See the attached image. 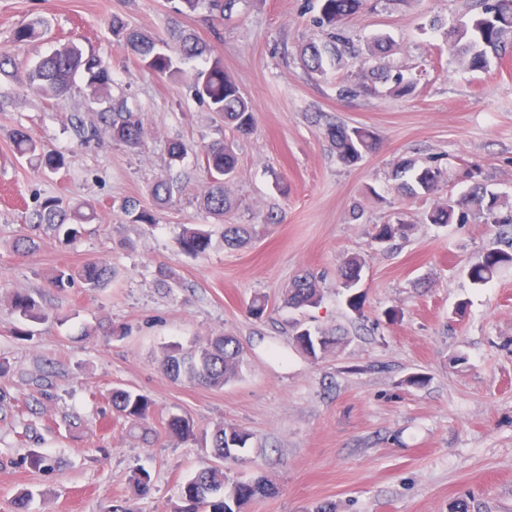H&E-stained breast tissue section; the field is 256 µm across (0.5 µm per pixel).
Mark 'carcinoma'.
Listing matches in <instances>:
<instances>
[{
	"label": "carcinoma",
	"instance_id": "1",
	"mask_svg": "<svg viewBox=\"0 0 512 512\" xmlns=\"http://www.w3.org/2000/svg\"><path fill=\"white\" fill-rule=\"evenodd\" d=\"M241 0H180L182 11L193 12L205 3L209 11L222 19L230 18ZM368 0H322L317 27L324 30L328 40L310 43L301 49V61L310 72L322 75L327 66H343V55L339 45L345 42L344 26L347 20L364 10ZM46 22L39 19L19 26L13 34L16 42H29L40 35L39 28ZM112 33L124 40L126 46L136 55L142 66L159 76H185L194 95L208 104L210 109L224 120V126L240 136L251 134L255 127V113L251 102L243 95L236 80L224 71V63L218 57L207 56V48L195 38L181 33L173 35L174 44L157 42L148 35L130 30L123 19L112 16ZM387 50V41L377 39L369 49L374 64L360 66L355 91L369 94L376 90L375 83L391 82L390 93L407 96L414 92L415 85L404 80L400 74L393 75L382 63ZM448 50L454 59L466 70L487 71L493 61H500L512 51V0H482L481 10L470 24L448 32ZM84 78L92 97H100L108 88V66L100 57L87 55L73 41L57 46L51 54L41 59L28 71V81L38 93L45 97L59 98L71 88L75 77ZM101 120L111 133L112 140L131 148L139 147L144 138L140 117L121 107L101 113ZM337 158L346 165H353L364 156L376 151L377 138L367 127H349L335 124L325 132ZM15 147L22 157H33L49 170L64 166L60 154L45 149L32 136L20 132L15 138ZM205 169L211 186L203 196L204 208L212 215L224 216L232 208L225 184L231 180L237 169V153L234 146L224 140L214 141L204 150ZM409 180L397 185L398 192L413 196L430 197L437 194L443 180V170L437 164L416 165L411 160L398 164L393 177L403 175ZM482 167L470 164L459 168V180L471 183V189L457 197L439 201L426 213L431 224H465L469 213L475 212L484 223L503 231L512 228V209L503 210L500 197L487 189L482 179ZM180 191L177 181L164 178L150 187V194L156 204L163 205ZM90 204L64 207L59 200L45 199L36 212L38 224L46 225L58 238L65 242L76 240L83 224L92 215L82 212ZM122 210L131 224H140L151 230L158 225L153 211L141 207L135 201L126 202ZM412 225L402 219L394 223L376 224L373 239L389 242L397 237L405 238ZM256 235L250 224L224 225V244L243 247ZM180 248L192 255H203L213 246L210 231L204 224H191L183 229L179 238ZM512 266V243L508 248H495L482 253L469 269V276L476 284H483L492 278L501 267ZM365 260L359 257L346 259L338 268L337 276L341 288L347 294V304L355 312L362 311V296L356 293L362 278ZM113 271L100 261L90 260L76 269L63 268L50 278L53 288L62 291L79 280L90 291L108 286ZM321 292L316 278L304 273L291 281L286 293L285 304L293 309L313 307L318 304ZM11 306L19 318L40 323L48 320L49 314L42 304L28 292H16L11 297ZM295 344L307 355L316 358L341 344V338L325 332H312L296 327L293 336ZM244 364L243 347L239 341L228 335L211 338L204 346L184 350L178 346L168 348L162 360V369L172 380L184 377L209 388L221 389L238 378ZM113 411L126 422L138 425L146 421L151 403L144 395L116 388L111 394ZM165 434L183 440L195 436L193 424L183 416L172 415L164 422ZM250 434L234 425H220L210 435L212 455L219 463L200 468L181 486V504L174 512H244L250 502L270 498L277 494V487L261 476L247 481L230 479L220 462L235 458L234 451L246 448Z\"/></svg>",
	"mask_w": 512,
	"mask_h": 512
}]
</instances>
